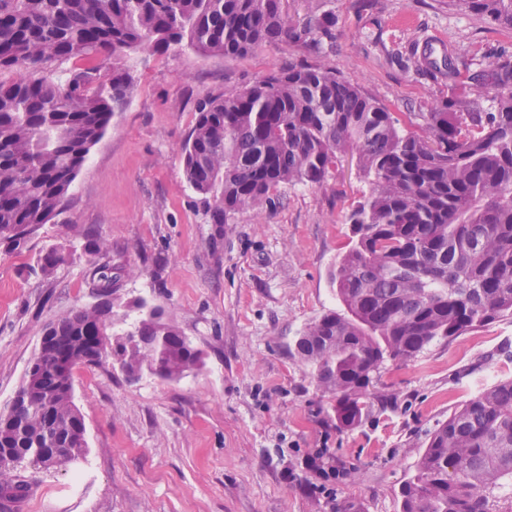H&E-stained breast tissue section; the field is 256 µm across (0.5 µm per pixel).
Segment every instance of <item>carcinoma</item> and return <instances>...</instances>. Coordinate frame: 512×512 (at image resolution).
Masks as SVG:
<instances>
[{"mask_svg":"<svg viewBox=\"0 0 512 512\" xmlns=\"http://www.w3.org/2000/svg\"><path fill=\"white\" fill-rule=\"evenodd\" d=\"M286 0H0V243L18 250L70 197L75 179L112 117L127 108L132 78L124 56L187 46L242 57L288 44L311 51L336 37L331 16L288 14ZM470 11L512 28V0H465ZM501 88L492 112L470 111L466 94L406 116L316 65L296 63L238 91L208 99L182 147L183 175L225 224L260 207L283 185L321 184L341 158L356 156L370 184L348 215L352 244L331 271L342 311L323 315L295 341L298 359L335 395L339 431L358 427L364 398L386 359L408 362L437 338L453 339L512 317V56L489 64ZM45 254L49 275L66 261ZM112 266L89 286L112 288ZM104 356L77 351L65 319L50 323L72 365L112 357L127 377L144 371L178 381L204 354L152 309L111 331ZM30 389L28 447L0 457V512L30 494L27 472L59 467L35 453L72 431L69 392L47 430L44 399ZM400 512H512V379L456 408L428 434L402 485Z\"/></svg>","mask_w":512,"mask_h":512,"instance_id":"1","label":"carcinoma"}]
</instances>
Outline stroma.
I'll return each instance as SVG.
<instances>
[{
    "label": "stroma",
    "instance_id": "obj_1",
    "mask_svg": "<svg viewBox=\"0 0 512 512\" xmlns=\"http://www.w3.org/2000/svg\"><path fill=\"white\" fill-rule=\"evenodd\" d=\"M292 14H332L336 41L306 52L263 45L228 59L181 47L145 49L126 64L131 102L117 113L80 170L69 200L22 250L0 245V409L18 389L46 326L98 297L94 266L120 276L116 327L134 302L164 310L207 355L177 382L143 374L130 382L111 364L78 366L73 392L88 452L68 469L36 473L19 512H400L399 491L427 434L455 408L512 378V319L448 341L416 358L385 361L374 405L353 430L329 426L332 394L295 356L297 336L340 303L330 279L351 237L348 215L369 191L351 157L323 184L282 188L270 203L216 224L182 174L181 146L200 102L305 61L358 85L391 111L431 112L467 94L476 112L492 101L462 91L422 56L452 55L476 71L512 55V29L474 14L464 0H288ZM93 227L107 249L43 275L41 257L70 250ZM328 454L346 468L315 466Z\"/></svg>",
    "mask_w": 512,
    "mask_h": 512
}]
</instances>
